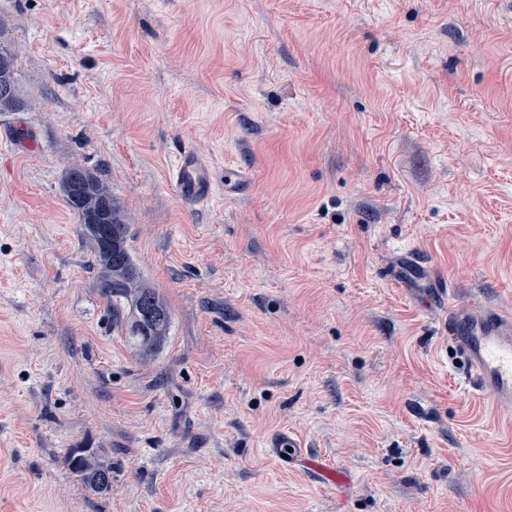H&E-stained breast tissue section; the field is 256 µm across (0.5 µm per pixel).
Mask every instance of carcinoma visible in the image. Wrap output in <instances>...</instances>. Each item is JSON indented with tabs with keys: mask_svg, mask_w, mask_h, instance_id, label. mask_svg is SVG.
I'll return each instance as SVG.
<instances>
[{
	"mask_svg": "<svg viewBox=\"0 0 512 512\" xmlns=\"http://www.w3.org/2000/svg\"><path fill=\"white\" fill-rule=\"evenodd\" d=\"M15 57L0 46V112H20ZM66 203L81 224L96 260L100 289L112 325L125 331L141 354L159 349L168 336L171 313L143 279L128 245L124 224L110 189L83 168L69 169L61 184ZM89 490L104 493L112 483V461L96 448H70L65 457Z\"/></svg>",
	"mask_w": 512,
	"mask_h": 512,
	"instance_id": "carcinoma-1",
	"label": "carcinoma"
}]
</instances>
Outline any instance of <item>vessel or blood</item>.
Masks as SVG:
<instances>
[{"mask_svg":"<svg viewBox=\"0 0 512 512\" xmlns=\"http://www.w3.org/2000/svg\"><path fill=\"white\" fill-rule=\"evenodd\" d=\"M171 179L184 205L206 204L215 194L210 168L192 147L178 152ZM434 281L436 296L448 309L443 335L460 362L465 382L475 394L512 409V316L452 303V284L439 275Z\"/></svg>","mask_w":512,"mask_h":512,"instance_id":"1","label":"vessel or blood"}]
</instances>
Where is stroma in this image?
Returning a JSON list of instances; mask_svg holds the SVG:
<instances>
[{
    "label": "stroma",
    "mask_w": 512,
    "mask_h": 512,
    "mask_svg": "<svg viewBox=\"0 0 512 512\" xmlns=\"http://www.w3.org/2000/svg\"><path fill=\"white\" fill-rule=\"evenodd\" d=\"M0 46V512H512V415L455 379L428 278L388 279L422 250L512 315V0H0ZM73 167L171 312L156 355L104 310ZM23 108L15 77V57L0 46V112H20ZM171 179L184 205H204L214 197L215 183L210 168L192 147L183 146L178 152ZM65 460L92 492L102 494L111 485L112 462L98 449L71 448L68 449Z\"/></svg>",
    "instance_id": "1"
}]
</instances>
